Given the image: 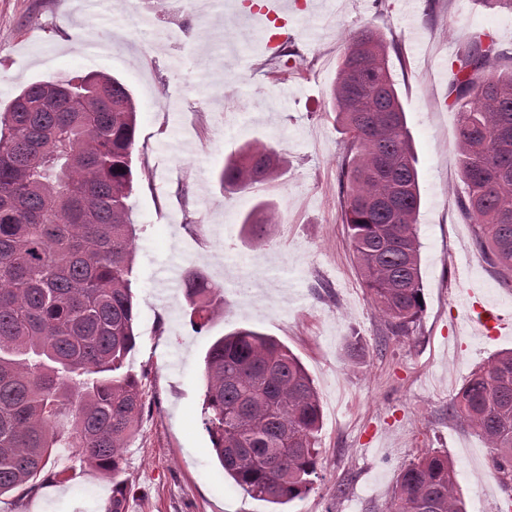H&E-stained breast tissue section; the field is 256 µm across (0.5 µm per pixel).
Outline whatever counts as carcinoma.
Returning <instances> with one entry per match:
<instances>
[{"label": "carcinoma", "mask_w": 512, "mask_h": 512, "mask_svg": "<svg viewBox=\"0 0 512 512\" xmlns=\"http://www.w3.org/2000/svg\"><path fill=\"white\" fill-rule=\"evenodd\" d=\"M450 68L459 209L512 284V49L476 31ZM330 96L358 274L388 332L408 336L424 310L422 192L382 32L349 33ZM136 127L132 93L103 72L34 82L0 113V497L35 491L58 448L117 476L144 410L141 379L125 370L136 346ZM283 170L279 152L254 140L216 179L235 192ZM244 223L264 236L278 217L260 200ZM184 288L196 329L224 314L221 287L202 271H188ZM203 362L202 424L224 473L274 505L315 490L322 411L301 360L240 327L214 337ZM450 410L485 440L492 476L512 491V350L473 370ZM454 488L448 457L423 452L397 475L390 512H465Z\"/></svg>", "instance_id": "1"}]
</instances>
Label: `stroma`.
Instances as JSON below:
<instances>
[{
  "label": "stroma",
  "mask_w": 512,
  "mask_h": 512,
  "mask_svg": "<svg viewBox=\"0 0 512 512\" xmlns=\"http://www.w3.org/2000/svg\"><path fill=\"white\" fill-rule=\"evenodd\" d=\"M142 0H0V105L28 84L77 71L120 79L138 105L137 228L132 288L135 349L145 411L125 449L126 512H271L217 463L203 429V356L236 327L274 336L302 361L322 408L323 481L286 512H387L398 473L436 451L456 471L466 512H512L488 468V450L449 411L466 376L512 335L478 337L455 323L459 286L480 281L504 315L512 287L458 207V114L448 105L450 62L471 34L512 48V10L500 0H417L424 39L411 48L401 0H314L287 20L297 74L270 64L262 36L229 5L182 0L153 29ZM370 25L392 45L390 63L413 136L422 187L418 221L424 310L411 335L391 336L372 309L340 221L336 162L344 136L330 90L349 30ZM282 152L284 174L252 191L224 192L216 174L243 144ZM212 193L198 194L199 180ZM261 199L281 218L256 238L243 218ZM203 271L216 285L245 269L248 294L225 288L224 314L202 331L189 320L172 270ZM363 351L351 355L350 342ZM27 497H0V512H110L112 481L70 451L52 457Z\"/></svg>",
  "instance_id": "1"
}]
</instances>
